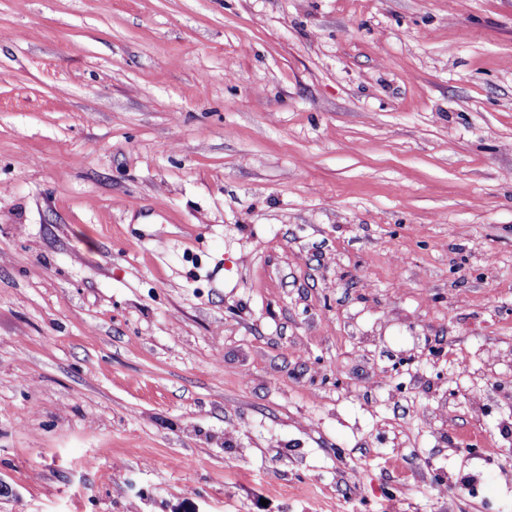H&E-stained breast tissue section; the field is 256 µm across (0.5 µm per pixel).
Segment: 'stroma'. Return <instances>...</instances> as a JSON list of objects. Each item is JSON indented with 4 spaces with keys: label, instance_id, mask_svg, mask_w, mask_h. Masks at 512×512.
<instances>
[{
    "label": "stroma",
    "instance_id": "stroma-1",
    "mask_svg": "<svg viewBox=\"0 0 512 512\" xmlns=\"http://www.w3.org/2000/svg\"><path fill=\"white\" fill-rule=\"evenodd\" d=\"M0 512H512V0H0Z\"/></svg>",
    "mask_w": 512,
    "mask_h": 512
}]
</instances>
